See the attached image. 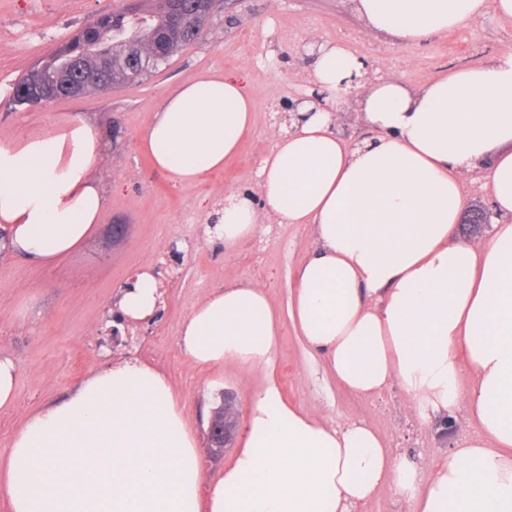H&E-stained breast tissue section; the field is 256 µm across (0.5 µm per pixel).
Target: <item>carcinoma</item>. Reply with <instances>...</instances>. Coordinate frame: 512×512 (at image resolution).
Segmentation results:
<instances>
[{
  "label": "carcinoma",
  "instance_id": "carcinoma-1",
  "mask_svg": "<svg viewBox=\"0 0 512 512\" xmlns=\"http://www.w3.org/2000/svg\"><path fill=\"white\" fill-rule=\"evenodd\" d=\"M191 2L193 0H134L120 11L92 19L41 63L38 79L46 86L56 84L68 62L79 57L83 62L81 77L88 93L139 82L143 75L129 60H120L110 68L103 65L104 48L112 46L114 56L127 47L150 53L156 43L162 41L166 47L165 60H170L183 48L196 43L209 21L207 11L199 4L191 27L173 25L172 16L178 6L188 7Z\"/></svg>",
  "mask_w": 512,
  "mask_h": 512
}]
</instances>
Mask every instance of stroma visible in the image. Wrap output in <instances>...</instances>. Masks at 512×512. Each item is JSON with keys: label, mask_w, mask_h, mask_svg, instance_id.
<instances>
[{"label": "stroma", "mask_w": 512, "mask_h": 512, "mask_svg": "<svg viewBox=\"0 0 512 512\" xmlns=\"http://www.w3.org/2000/svg\"><path fill=\"white\" fill-rule=\"evenodd\" d=\"M119 6V0H0V140L45 135L63 121L85 118L110 135L92 170L106 207L87 243L47 267L0 252V358L12 359L18 370L16 400L0 409V457L33 413L65 399L90 372L127 359V346L106 343L111 316L135 273L158 257L176 285L163 290L156 316L137 330L159 343L162 372L200 441L207 479H216L235 453L230 447L221 458L210 457L202 443L207 422L228 392L236 398L238 421L246 420L248 376L233 365H196L178 344L179 330L207 294L249 281L264 286L283 317L276 372L288 403L337 424L365 421L396 457L420 470L477 435L480 427L466 407L425 425L409 411L398 384L367 398L345 390L297 335L288 302L295 273L315 248L311 225L275 224L230 248L207 237L205 226L228 193L259 200L257 168L274 142L277 115L311 87L314 58L299 52L308 37L344 43L380 73L424 85L459 66L493 63L504 45H512V19L490 7L460 29L403 45L390 33L368 30L350 0H222L205 37L142 82L36 106L16 103L21 76L92 17ZM206 72L243 80L254 125L223 169L177 187L138 139L168 94ZM115 224L127 227L118 241L110 233Z\"/></svg>", "instance_id": "stroma-1"}]
</instances>
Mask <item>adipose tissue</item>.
<instances>
[{"label":"adipose tissue","instance_id":"adipose-tissue-1","mask_svg":"<svg viewBox=\"0 0 512 512\" xmlns=\"http://www.w3.org/2000/svg\"><path fill=\"white\" fill-rule=\"evenodd\" d=\"M367 29L421 44L512 0H351ZM325 104L281 126L258 169L262 206L231 193L214 236L225 247L268 222L313 225L289 317L350 392L398 383L421 420L466 406L481 432L428 472L397 459L364 421L337 427L289 405L275 377L278 318L246 282L196 304L179 332L197 365L255 373L239 447L207 480L193 433L164 376L129 360L100 370L32 416L0 460L10 512H352L383 491L407 512H512V224L488 241L455 239L467 197L460 172L482 170L496 211L512 213V46L422 87L315 41ZM369 129L333 131L344 106ZM251 98L205 73L168 95L139 143L157 169L194 185L235 156ZM103 138L92 121L0 140V228L38 266L81 247L105 201L92 178ZM159 292L140 273L120 309L151 316Z\"/></svg>","mask_w":512,"mask_h":512}]
</instances>
